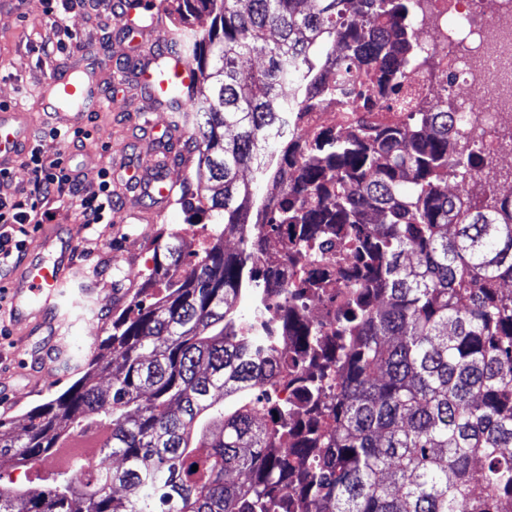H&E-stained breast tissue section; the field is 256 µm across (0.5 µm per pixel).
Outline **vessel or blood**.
Here are the masks:
<instances>
[{
    "label": "vessel or blood",
    "instance_id": "1",
    "mask_svg": "<svg viewBox=\"0 0 512 512\" xmlns=\"http://www.w3.org/2000/svg\"><path fill=\"white\" fill-rule=\"evenodd\" d=\"M141 0H123L121 9L130 19H138V32L148 35L156 26L154 17L142 14ZM161 55L145 59L137 76L144 95L158 103H165L172 81L189 84L190 67L178 57H171L169 65H162ZM110 61L104 56H94L78 74L60 71L48 77L42 97L43 108L56 124L71 129L82 128L88 113L98 111L103 103H111L113 111H130L129 101L122 97H109L106 76ZM73 101L78 109L63 111L65 101ZM32 125L26 113L14 108H0V170L6 168L8 159L29 145ZM170 153L151 156L143 174L125 182L128 190L165 206L171 196L172 185L160 172L170 162ZM76 234L73 229L40 234L32 251L17 274L7 283L11 301V318L14 323L26 325L28 333L56 326L60 323L57 299L62 288L68 287L77 277L72 253Z\"/></svg>",
    "mask_w": 512,
    "mask_h": 512
}]
</instances>
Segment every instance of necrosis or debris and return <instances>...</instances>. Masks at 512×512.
I'll list each match as a JSON object with an SVG mask.
<instances>
[{
  "label": "necrosis or debris",
  "instance_id": "4bbe7bcc",
  "mask_svg": "<svg viewBox=\"0 0 512 512\" xmlns=\"http://www.w3.org/2000/svg\"><path fill=\"white\" fill-rule=\"evenodd\" d=\"M417 42L421 56L433 57L440 69L433 74L419 67L409 74L405 83L413 101L428 102L434 112L448 107L459 149L479 148L498 163L500 133L512 128V0H423ZM410 110V103L393 101L369 110L343 94L305 113L292 136L302 141L322 131L344 135L362 126H398ZM255 256L275 297L312 263L331 270L355 264L353 256L333 249L313 255L285 244L276 251L256 245Z\"/></svg>",
  "mask_w": 512,
  "mask_h": 512
}]
</instances>
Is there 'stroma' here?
<instances>
[{"label": "stroma", "instance_id": "35a3bbf8", "mask_svg": "<svg viewBox=\"0 0 512 512\" xmlns=\"http://www.w3.org/2000/svg\"><path fill=\"white\" fill-rule=\"evenodd\" d=\"M62 18L63 26L57 29L45 15L41 0H0V102L27 112L38 137L53 125L43 113L41 100L42 85L53 71L82 66L84 57L107 45L116 55H142L145 46L154 47L167 39L170 24L169 18H162L145 42L129 20L97 13L87 0H75ZM46 43L55 45V52L44 53ZM112 93L127 98L131 111L91 114L85 126L88 139L61 148L72 158L73 175L85 181L95 180L103 167L111 169L113 182L126 179L135 164L155 150L171 122L170 113L151 112L132 78L113 82ZM151 207V199L131 196L110 223L85 228L79 226L75 208L50 204V224L76 226L77 260L96 279L97 290L88 294L76 283L60 296L63 332L75 367L66 371L60 363L50 362L41 385L30 381L26 362L41 351L47 336H24L9 317L0 316V376L7 378L0 383V423L5 427L19 426L27 410L64 390L76 379L77 368L86 367L99 355L101 339L125 308L124 303L113 301V289H125L128 298H135L153 268V248L161 233L184 227L185 214L174 203L152 224L124 219L126 213Z\"/></svg>", "mask_w": 512, "mask_h": 512}]
</instances>
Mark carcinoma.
Returning <instances> with one entry per match:
<instances>
[{
  "label": "carcinoma",
  "mask_w": 512,
  "mask_h": 512,
  "mask_svg": "<svg viewBox=\"0 0 512 512\" xmlns=\"http://www.w3.org/2000/svg\"><path fill=\"white\" fill-rule=\"evenodd\" d=\"M175 2L211 19L173 32L195 81L171 87L167 110L211 191L181 205L212 242L159 236L146 286L101 340L110 355L0 429V459L30 468L97 427L122 466L84 479L77 460L42 486L0 472V512H512V195L448 194V174L484 156L458 152L453 114L424 101L400 128L267 149L338 92L409 101L420 0ZM222 225L242 230L238 252ZM293 226L294 246L334 243L359 276L334 295L339 386L283 448L288 424L258 413L288 415L269 366L300 361L267 323L316 350L324 331L293 304L329 273L304 269L270 306L251 230L274 245Z\"/></svg>",
  "instance_id": "cac0c4a2"
}]
</instances>
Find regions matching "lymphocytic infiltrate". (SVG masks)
Here are the masks:
<instances>
[{
  "label": "lymphocytic infiltrate",
  "instance_id": "f902f5d3",
  "mask_svg": "<svg viewBox=\"0 0 512 512\" xmlns=\"http://www.w3.org/2000/svg\"><path fill=\"white\" fill-rule=\"evenodd\" d=\"M72 131L49 128L30 147L29 191L0 196V277L19 266L25 256L32 231L41 230L49 200L74 205L80 224L89 227L104 223L112 214V174L100 170L96 183L73 177L63 164L61 144L72 139Z\"/></svg>",
  "mask_w": 512,
  "mask_h": 512
}]
</instances>
